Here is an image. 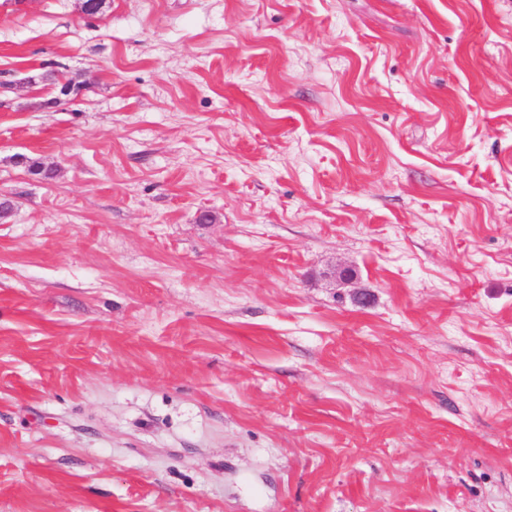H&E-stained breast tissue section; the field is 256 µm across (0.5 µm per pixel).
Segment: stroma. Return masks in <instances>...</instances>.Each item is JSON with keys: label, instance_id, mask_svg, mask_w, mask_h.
Returning <instances> with one entry per match:
<instances>
[{"label": "stroma", "instance_id": "1", "mask_svg": "<svg viewBox=\"0 0 512 512\" xmlns=\"http://www.w3.org/2000/svg\"><path fill=\"white\" fill-rule=\"evenodd\" d=\"M2 83L0 512H512V0H0Z\"/></svg>", "mask_w": 512, "mask_h": 512}]
</instances>
